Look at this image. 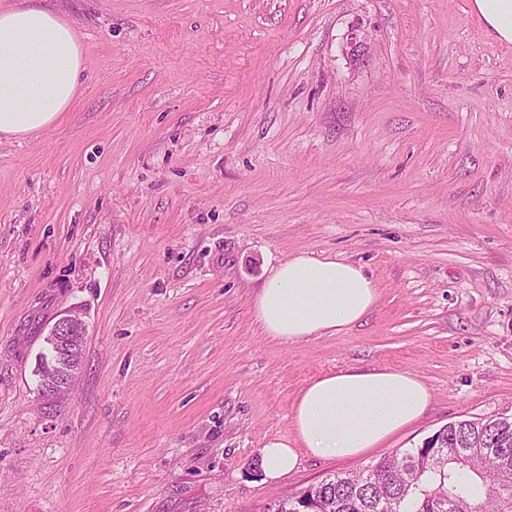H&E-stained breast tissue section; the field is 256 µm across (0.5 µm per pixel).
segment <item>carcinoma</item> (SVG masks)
I'll return each mask as SVG.
<instances>
[{
	"label": "carcinoma",
	"mask_w": 512,
	"mask_h": 512,
	"mask_svg": "<svg viewBox=\"0 0 512 512\" xmlns=\"http://www.w3.org/2000/svg\"><path fill=\"white\" fill-rule=\"evenodd\" d=\"M309 512H512V420H457L304 491Z\"/></svg>",
	"instance_id": "cac0c4a2"
}]
</instances>
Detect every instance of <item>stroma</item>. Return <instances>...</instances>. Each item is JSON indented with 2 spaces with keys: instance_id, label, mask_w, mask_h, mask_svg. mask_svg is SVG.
Listing matches in <instances>:
<instances>
[{
  "instance_id": "1",
  "label": "stroma",
  "mask_w": 512,
  "mask_h": 512,
  "mask_svg": "<svg viewBox=\"0 0 512 512\" xmlns=\"http://www.w3.org/2000/svg\"><path fill=\"white\" fill-rule=\"evenodd\" d=\"M40 3L86 68L54 128L0 138V512H266L512 417V44L471 0ZM298 254L361 266L374 308L267 337L254 300ZM67 309L84 367L49 403L36 369ZM374 367L416 374L425 414L265 481L301 389Z\"/></svg>"
}]
</instances>
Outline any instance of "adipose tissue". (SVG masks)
Returning <instances> with one entry per match:
<instances>
[{
  "mask_svg": "<svg viewBox=\"0 0 512 512\" xmlns=\"http://www.w3.org/2000/svg\"><path fill=\"white\" fill-rule=\"evenodd\" d=\"M497 41L512 43V0H472ZM84 69L74 28L32 4L0 8V134L28 136L53 125L71 106ZM378 290L362 268L299 255L263 282L254 317L272 339L294 342L353 327L375 306ZM429 393L415 375L391 368H350L320 375L298 395L290 437L261 450L265 480L293 472L300 453L352 458L380 447L416 422Z\"/></svg>",
  "mask_w": 512,
  "mask_h": 512,
  "instance_id": "ef3b65f1",
  "label": "adipose tissue"
}]
</instances>
